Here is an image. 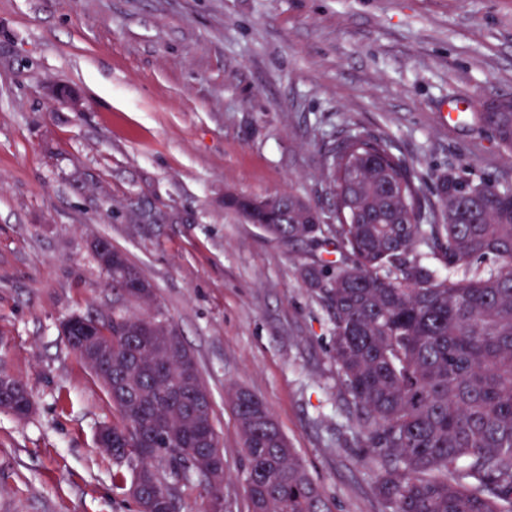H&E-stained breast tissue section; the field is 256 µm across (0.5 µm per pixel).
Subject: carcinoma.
<instances>
[{"label": "carcinoma", "instance_id": "1", "mask_svg": "<svg viewBox=\"0 0 512 512\" xmlns=\"http://www.w3.org/2000/svg\"><path fill=\"white\" fill-rule=\"evenodd\" d=\"M512 159V112H473ZM324 210L288 191L224 194L256 224L336 259L300 276L333 325L336 363L377 472L381 512H512V183L450 166L434 199L392 143L354 131L324 152ZM117 306L93 326L112 344L96 377L117 418L112 458L133 466L115 487L142 512H178L185 491L224 470L210 392L156 289L112 250L104 268ZM112 383H107V378ZM246 452L248 512H332L266 403L230 394ZM25 385L5 403L19 418Z\"/></svg>", "mask_w": 512, "mask_h": 512}]
</instances>
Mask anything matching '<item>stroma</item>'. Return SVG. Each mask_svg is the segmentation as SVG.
<instances>
[{
  "instance_id": "stroma-1",
  "label": "stroma",
  "mask_w": 512,
  "mask_h": 512,
  "mask_svg": "<svg viewBox=\"0 0 512 512\" xmlns=\"http://www.w3.org/2000/svg\"><path fill=\"white\" fill-rule=\"evenodd\" d=\"M71 89L70 102L60 95ZM512 96V0H0V512H134L99 448L116 418L61 332L110 312L108 240L156 288L211 394L224 512H247L231 388L263 399L333 512H380L300 277L306 248L264 235L224 193L329 204L325 143L389 139L425 191L466 161L512 182L452 107Z\"/></svg>"
}]
</instances>
